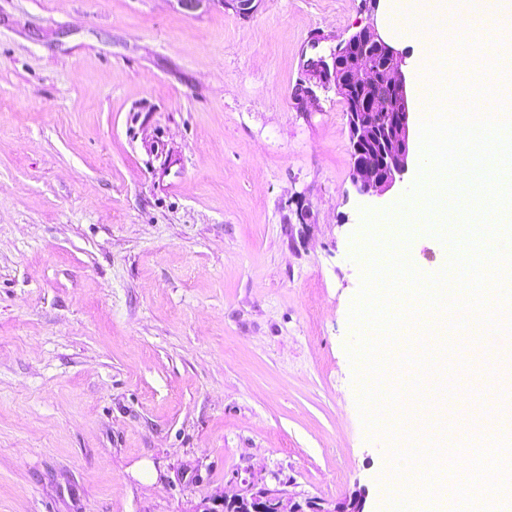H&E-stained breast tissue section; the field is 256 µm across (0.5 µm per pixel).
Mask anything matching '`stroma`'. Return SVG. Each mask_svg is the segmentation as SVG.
Returning <instances> with one entry per match:
<instances>
[{
    "instance_id": "stroma-1",
    "label": "stroma",
    "mask_w": 512,
    "mask_h": 512,
    "mask_svg": "<svg viewBox=\"0 0 512 512\" xmlns=\"http://www.w3.org/2000/svg\"><path fill=\"white\" fill-rule=\"evenodd\" d=\"M368 21L363 0H0V512H191L243 481L382 512L390 448H469L503 401L485 332L410 326L392 346L464 349L390 369L371 433L348 348L361 208L346 105L309 61ZM447 50L512 107L489 45ZM457 396L442 397L443 376Z\"/></svg>"
}]
</instances>
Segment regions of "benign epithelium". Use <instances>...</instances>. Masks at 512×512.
Returning <instances> with one entry per match:
<instances>
[{"mask_svg": "<svg viewBox=\"0 0 512 512\" xmlns=\"http://www.w3.org/2000/svg\"><path fill=\"white\" fill-rule=\"evenodd\" d=\"M383 54L389 65L385 85L390 91L394 111L383 121L375 118L381 98L367 96L351 104L347 112L349 140L353 158V183L361 194L381 196L408 172L410 112L402 70L404 53L388 44L370 22L331 53L319 58L310 69L326 73L339 95L346 98L364 85L377 82L371 50ZM363 493L329 503L323 499L297 500L280 486L253 480L240 492L228 496L215 494L198 504L192 512H365Z\"/></svg>", "mask_w": 512, "mask_h": 512, "instance_id": "benign-epithelium-1", "label": "benign epithelium"}]
</instances>
